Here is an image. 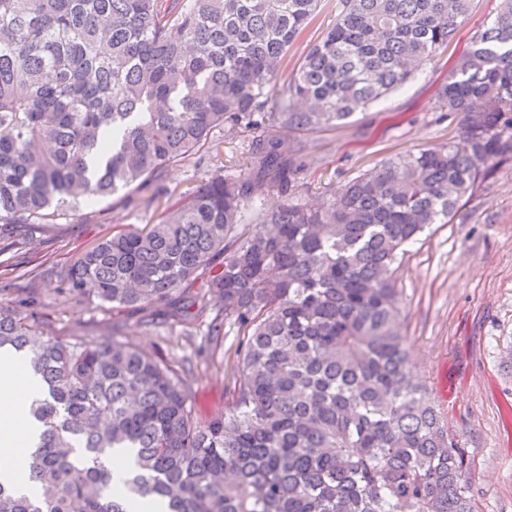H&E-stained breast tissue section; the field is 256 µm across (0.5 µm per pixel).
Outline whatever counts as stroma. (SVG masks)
Returning <instances> with one entry per match:
<instances>
[{
  "mask_svg": "<svg viewBox=\"0 0 512 512\" xmlns=\"http://www.w3.org/2000/svg\"><path fill=\"white\" fill-rule=\"evenodd\" d=\"M500 0H474L446 50L402 89L370 105L345 124L317 133L291 134L308 163L296 190L258 196L253 207L288 201L309 205L362 174L374 172L390 155L461 136L468 118L442 112L438 96L450 72L473 46L475 33L491 23ZM336 17V0H324L307 35L288 52L279 77L268 88L279 100L310 45ZM252 131H215L209 151L170 165L141 192L97 199L68 216L28 229L32 263L73 262L85 246L115 230L152 224L185 193L206 182L216 166L235 176L254 161ZM400 324L414 371L460 436L473 461L471 480L479 512H512V153L478 180L463 197L451 223L433 225L408 244L397 272ZM163 307L143 314L124 307L98 310L68 294L50 292L39 310L52 331L92 339L105 329L141 351L189 360L191 406L208 418L224 406L237 375L239 338L225 328L218 347L202 332L157 322Z\"/></svg>",
  "mask_w": 512,
  "mask_h": 512,
  "instance_id": "35a3bbf8",
  "label": "stroma"
}]
</instances>
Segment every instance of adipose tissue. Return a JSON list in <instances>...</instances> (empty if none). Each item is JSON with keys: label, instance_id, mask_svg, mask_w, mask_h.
<instances>
[{"label": "adipose tissue", "instance_id": "adipose-tissue-1", "mask_svg": "<svg viewBox=\"0 0 512 512\" xmlns=\"http://www.w3.org/2000/svg\"><path fill=\"white\" fill-rule=\"evenodd\" d=\"M41 385L23 359L0 351V480L20 483L23 464L40 435L31 419V403Z\"/></svg>", "mask_w": 512, "mask_h": 512}]
</instances>
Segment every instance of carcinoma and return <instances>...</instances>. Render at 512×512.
Listing matches in <instances>:
<instances>
[{
    "instance_id": "obj_1",
    "label": "carcinoma",
    "mask_w": 512,
    "mask_h": 512,
    "mask_svg": "<svg viewBox=\"0 0 512 512\" xmlns=\"http://www.w3.org/2000/svg\"><path fill=\"white\" fill-rule=\"evenodd\" d=\"M473 0H338L275 104L266 93L321 0H0V240L133 191L262 129L253 167L210 179L154 224L114 231L42 287L0 304V349L42 383L26 478L0 512H478L470 459L413 373L395 274L404 246L448 224L482 169L512 152V0L448 75L455 142L391 155L316 207L246 203L307 163L283 132L337 127L448 47ZM242 336L224 410L202 419L183 363L115 335L62 338L33 311L49 286ZM221 305L209 312L207 298ZM115 449L131 459L112 492Z\"/></svg>"
}]
</instances>
